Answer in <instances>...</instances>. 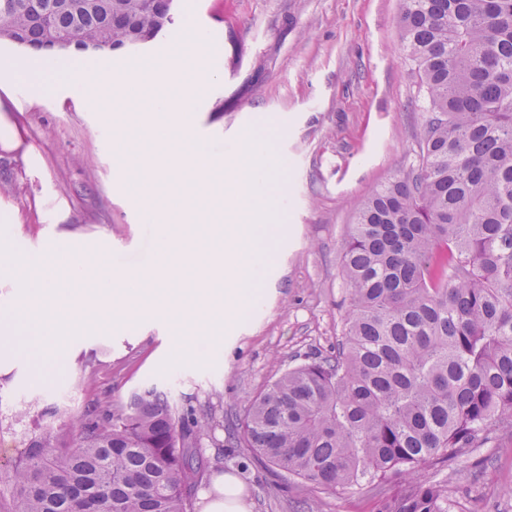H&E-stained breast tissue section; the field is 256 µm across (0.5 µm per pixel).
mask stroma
Returning a JSON list of instances; mask_svg holds the SVG:
<instances>
[{
    "instance_id": "stroma-1",
    "label": "stroma",
    "mask_w": 512,
    "mask_h": 512,
    "mask_svg": "<svg viewBox=\"0 0 512 512\" xmlns=\"http://www.w3.org/2000/svg\"><path fill=\"white\" fill-rule=\"evenodd\" d=\"M399 16L400 0H178L175 25L140 56L165 65L188 21L206 39L214 76L192 106L199 135L228 156L251 129L276 130L284 225L264 296L247 319L223 329L221 349L201 366L163 369L174 330L154 316L132 329L95 325L68 339L38 385L28 360L0 334V512L14 510L8 472L29 437L52 422L71 442V424L90 404H120L152 387L179 409L211 410L202 454L225 452L224 469L243 484L249 512H376V498L254 459L239 422L288 368L333 351L350 308L341 257L357 208L377 185L419 165L426 92L400 39ZM40 62L37 53L0 44V159L16 186L0 195L7 241L36 254L67 238L89 256L109 249L124 269L147 267L137 175L104 148L112 125L91 106L101 86L78 95L63 84L33 85L16 101L10 71ZM424 476L447 487L451 512H470L476 502L483 512H512V433L490 430L486 443Z\"/></svg>"
}]
</instances>
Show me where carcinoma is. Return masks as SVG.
<instances>
[{"mask_svg": "<svg viewBox=\"0 0 512 512\" xmlns=\"http://www.w3.org/2000/svg\"><path fill=\"white\" fill-rule=\"evenodd\" d=\"M174 2L0 0V42L149 44ZM400 31L428 95L417 172L357 209L335 352L279 376L240 430L255 458L352 495L406 475L377 512H450L419 471L512 430V0H401ZM72 427L70 446L52 423L28 441L14 512H192L212 415L151 389Z\"/></svg>", "mask_w": 512, "mask_h": 512, "instance_id": "carcinoma-1", "label": "carcinoma"}]
</instances>
